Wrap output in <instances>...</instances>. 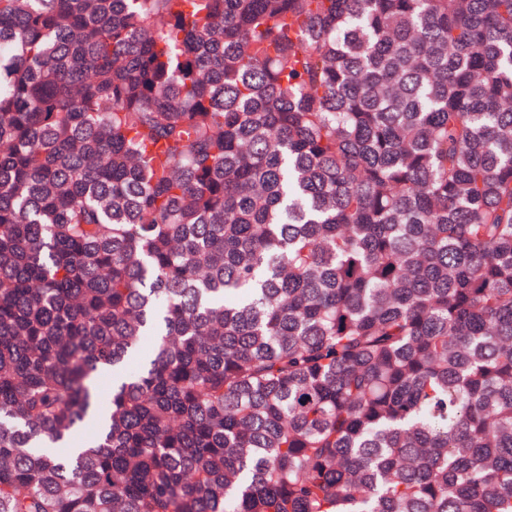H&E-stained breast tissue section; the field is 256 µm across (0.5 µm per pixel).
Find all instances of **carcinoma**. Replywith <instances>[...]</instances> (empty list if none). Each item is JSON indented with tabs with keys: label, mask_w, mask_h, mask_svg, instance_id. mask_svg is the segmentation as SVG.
Returning <instances> with one entry per match:
<instances>
[{
	"label": "carcinoma",
	"mask_w": 512,
	"mask_h": 512,
	"mask_svg": "<svg viewBox=\"0 0 512 512\" xmlns=\"http://www.w3.org/2000/svg\"><path fill=\"white\" fill-rule=\"evenodd\" d=\"M0 512H512V0H0Z\"/></svg>",
	"instance_id": "1"
}]
</instances>
